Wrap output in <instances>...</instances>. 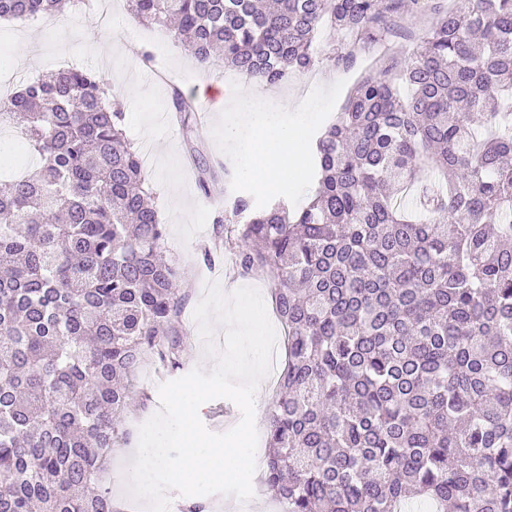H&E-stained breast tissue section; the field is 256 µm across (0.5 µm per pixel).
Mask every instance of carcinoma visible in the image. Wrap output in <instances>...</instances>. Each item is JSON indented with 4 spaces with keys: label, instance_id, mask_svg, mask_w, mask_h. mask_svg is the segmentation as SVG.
I'll return each mask as SVG.
<instances>
[{
    "label": "carcinoma",
    "instance_id": "cac0c4a2",
    "mask_svg": "<svg viewBox=\"0 0 512 512\" xmlns=\"http://www.w3.org/2000/svg\"><path fill=\"white\" fill-rule=\"evenodd\" d=\"M64 0H0V19ZM203 66L350 68L403 0H128ZM313 144V196L224 211L287 329L264 483L285 512H512V0L435 2ZM102 78L0 99L37 163L0 182V512H114L98 484L145 354L181 366L180 274ZM199 190L227 173L200 170ZM399 18L397 19L401 26L398 29V33H408L409 37L400 38L399 35L391 36L390 43L399 50L411 51L415 44V36H418L423 30L428 28L434 18V14L428 9L421 14H418L416 17H410L405 13H402L400 10L399 13L395 14Z\"/></svg>",
    "mask_w": 512,
    "mask_h": 512
}]
</instances>
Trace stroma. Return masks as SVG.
Masks as SVG:
<instances>
[{"label": "stroma", "mask_w": 512, "mask_h": 512, "mask_svg": "<svg viewBox=\"0 0 512 512\" xmlns=\"http://www.w3.org/2000/svg\"><path fill=\"white\" fill-rule=\"evenodd\" d=\"M66 23L38 20L0 22V95L15 91L23 82L57 69L77 65L95 70L109 84L114 101L121 109L128 140L141 151L144 175L153 192V201L168 205L163 222L166 229L165 254L179 273L184 274L187 299L184 305L182 366L169 370L158 361L142 364L133 384L138 392L149 395L147 408L131 407L125 416L129 432L127 444L114 449L109 468L113 497L133 505L124 480L132 449L139 441L137 420L150 418L160 407V384L180 378L194 367L193 354L201 350L202 341L193 313L209 282L228 286L225 266L229 256L205 263L202 249L211 244L220 226L216 219L223 215L225 199L232 189L216 184L220 203L205 205L197 185V173L185 165V142L179 125H168L171 115L170 84H177L185 93L216 98L219 107H227L233 95L227 77L232 70L221 65L200 68L185 55L182 47L172 43L162 32L138 22L127 7V0H75L68 6ZM151 51L154 61L168 77V82L149 78L144 72L142 54ZM375 56L359 55L351 69L335 68L330 62L318 64L315 70L297 75L275 86L272 103L286 105L305 98L315 86H328L337 80L347 85L363 75L376 72Z\"/></svg>", "instance_id": "35a3bbf8"}]
</instances>
